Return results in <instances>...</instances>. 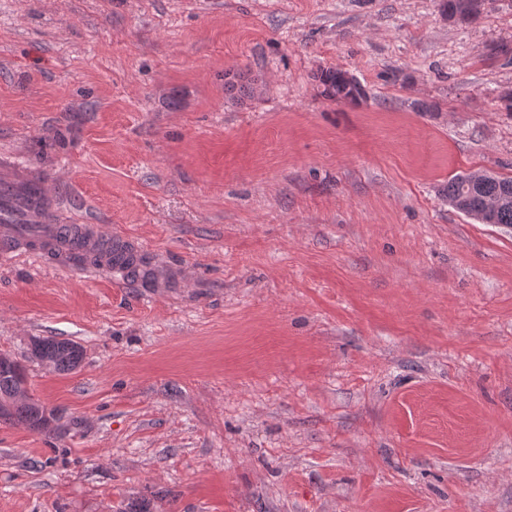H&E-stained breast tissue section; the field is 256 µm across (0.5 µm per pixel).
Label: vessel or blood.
<instances>
[{"label": "vessel or blood", "instance_id": "b4317fda", "mask_svg": "<svg viewBox=\"0 0 512 512\" xmlns=\"http://www.w3.org/2000/svg\"><path fill=\"white\" fill-rule=\"evenodd\" d=\"M17 209L0 215V258L25 254L82 276L91 271L127 275L131 256L141 249L106 235L97 224H43L39 218L52 192L47 183L28 179L9 183Z\"/></svg>", "mask_w": 512, "mask_h": 512}]
</instances>
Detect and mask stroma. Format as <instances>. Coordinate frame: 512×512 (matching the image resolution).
Returning a JSON list of instances; mask_svg holds the SVG:
<instances>
[{
  "instance_id": "stroma-1",
  "label": "stroma",
  "mask_w": 512,
  "mask_h": 512,
  "mask_svg": "<svg viewBox=\"0 0 512 512\" xmlns=\"http://www.w3.org/2000/svg\"><path fill=\"white\" fill-rule=\"evenodd\" d=\"M510 90L512 0H0V156L157 270L0 262L57 429L0 422V512H512V228L444 194ZM319 81L324 86L325 96L336 101L356 100L365 95L362 86L351 81L347 72L341 69L330 67L321 70ZM34 349L30 351L31 359L42 366L53 368V363L40 355H46L55 362V370L58 372H71L76 370L83 361L84 351L80 344L71 340H61L53 336L38 337L33 340Z\"/></svg>"
}]
</instances>
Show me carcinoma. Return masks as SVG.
<instances>
[{
  "label": "carcinoma",
  "mask_w": 512,
  "mask_h": 512,
  "mask_svg": "<svg viewBox=\"0 0 512 512\" xmlns=\"http://www.w3.org/2000/svg\"><path fill=\"white\" fill-rule=\"evenodd\" d=\"M319 81L324 86V94L330 99L355 100L365 94L362 86L348 78V74L337 68L321 70ZM448 204L465 215L488 224H503L512 227V179L494 174L479 183L468 181V175L458 174L448 180L446 190ZM32 345L41 355L55 362L58 372H71L77 369L84 356L80 344L71 340H61L53 336L38 337ZM25 377L24 370L0 371V397L10 393L19 378ZM39 401L16 402L11 405L8 422L22 425L32 431L51 434L55 428L49 427L37 414Z\"/></svg>",
  "instance_id": "cac0c4a2"
}]
</instances>
